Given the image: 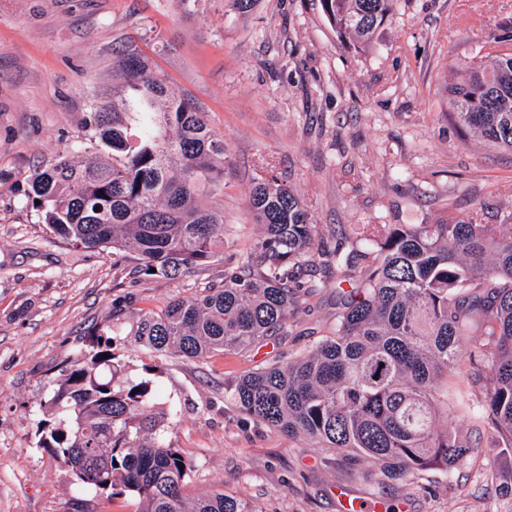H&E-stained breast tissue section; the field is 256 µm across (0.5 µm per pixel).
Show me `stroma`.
Here are the masks:
<instances>
[{
    "mask_svg": "<svg viewBox=\"0 0 512 512\" xmlns=\"http://www.w3.org/2000/svg\"><path fill=\"white\" fill-rule=\"evenodd\" d=\"M512 35V0H394L370 45L340 39L320 0H0V512H137L135 499L77 488L36 447L38 403L98 327L132 379L170 414L164 435L190 463L185 492L224 491L259 512H338L346 493L395 512H512L498 458L479 453L449 476L391 482L372 462L288 439L244 415L240 375L285 361L329 334L336 288L307 296L284 336L202 360L154 357L138 317L224 282L261 234L247 205L277 176L329 243L352 248L363 224H433L512 214V151L461 136L448 87ZM132 41L223 135L224 247L178 278L145 277L138 255L77 250L27 207L19 188L78 139L85 96L112 92V49ZM125 297L113 311L117 297Z\"/></svg>",
    "mask_w": 512,
    "mask_h": 512,
    "instance_id": "1",
    "label": "stroma"
}]
</instances>
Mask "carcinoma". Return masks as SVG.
<instances>
[{"mask_svg":"<svg viewBox=\"0 0 512 512\" xmlns=\"http://www.w3.org/2000/svg\"><path fill=\"white\" fill-rule=\"evenodd\" d=\"M320 3L336 34L361 45L392 10V0ZM112 70V99L88 96L80 140L32 170L23 196L70 246L132 248L138 273L175 278L224 245V209L203 203L224 193V138L133 42ZM448 92L458 130L512 150V53L466 67ZM247 204L263 231L244 261L224 284L141 314L139 346L203 359L285 335L304 298L332 286L302 271L327 255L338 270L352 264L331 334L243 375L230 388L239 409L292 439L364 456L391 481L446 473L469 455L452 426L436 425L442 413L466 415L486 432L511 494L512 222L364 224L348 256L324 249L310 210L278 178L257 182ZM124 371L110 338L62 369L38 404L37 446L77 486L131 496L139 512H258L222 491L185 496L190 465L164 439L170 421L155 409L152 381Z\"/></svg>","mask_w":512,"mask_h":512,"instance_id":"1","label":"carcinoma"}]
</instances>
